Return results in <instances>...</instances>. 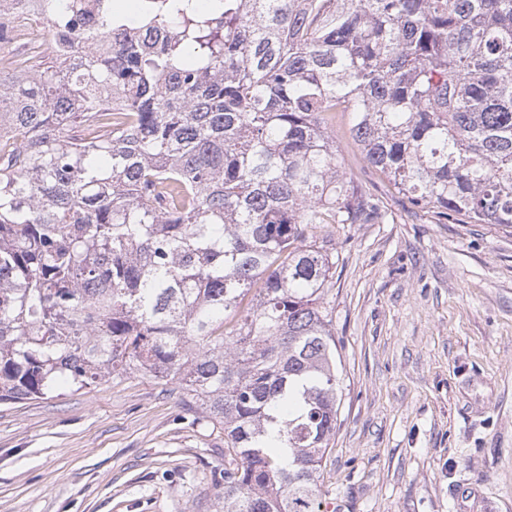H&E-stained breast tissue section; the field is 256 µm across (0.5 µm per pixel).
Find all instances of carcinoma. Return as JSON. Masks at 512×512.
<instances>
[{"label":"carcinoma","instance_id":"obj_1","mask_svg":"<svg viewBox=\"0 0 512 512\" xmlns=\"http://www.w3.org/2000/svg\"><path fill=\"white\" fill-rule=\"evenodd\" d=\"M63 2L38 7L84 63L0 75L25 134L0 144V403L148 374L224 435L220 512H320L343 379L310 231L378 218L330 126L411 206L512 228V0H97L86 30Z\"/></svg>","mask_w":512,"mask_h":512}]
</instances>
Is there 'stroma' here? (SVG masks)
<instances>
[{"label":"stroma","instance_id":"stroma-1","mask_svg":"<svg viewBox=\"0 0 512 512\" xmlns=\"http://www.w3.org/2000/svg\"><path fill=\"white\" fill-rule=\"evenodd\" d=\"M374 224H321L343 377L321 499L342 512H512V228L410 208L340 115ZM224 440L140 374L0 404V512H214Z\"/></svg>","mask_w":512,"mask_h":512}]
</instances>
